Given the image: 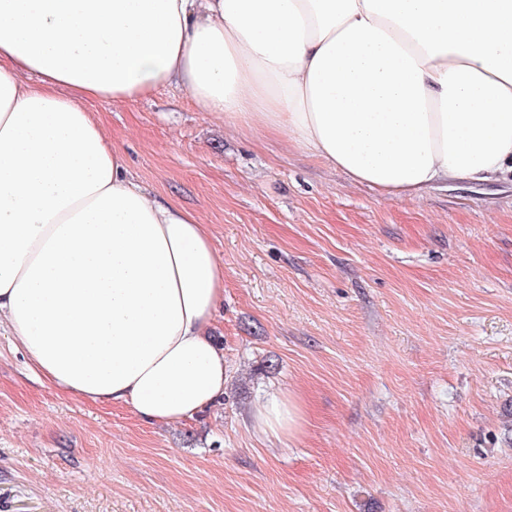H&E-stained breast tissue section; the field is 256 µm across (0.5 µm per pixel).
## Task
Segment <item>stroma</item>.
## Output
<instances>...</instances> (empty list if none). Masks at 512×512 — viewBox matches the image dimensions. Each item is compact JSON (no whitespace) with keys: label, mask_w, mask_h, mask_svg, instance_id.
I'll return each instance as SVG.
<instances>
[{"label":"stroma","mask_w":512,"mask_h":512,"mask_svg":"<svg viewBox=\"0 0 512 512\" xmlns=\"http://www.w3.org/2000/svg\"><path fill=\"white\" fill-rule=\"evenodd\" d=\"M94 112L224 273L220 401L164 426L64 393L0 328V512H512V184L388 199L170 85ZM274 396L300 435L258 434Z\"/></svg>","instance_id":"obj_1"}]
</instances>
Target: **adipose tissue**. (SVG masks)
Returning a JSON list of instances; mask_svg holds the SVG:
<instances>
[{
    "mask_svg": "<svg viewBox=\"0 0 512 512\" xmlns=\"http://www.w3.org/2000/svg\"><path fill=\"white\" fill-rule=\"evenodd\" d=\"M172 83L385 197L512 176V0H0V327L59 390L150 422L223 397L224 275L85 104ZM255 422L295 437L302 405Z\"/></svg>",
    "mask_w": 512,
    "mask_h": 512,
    "instance_id": "adipose-tissue-1",
    "label": "adipose tissue"
}]
</instances>
